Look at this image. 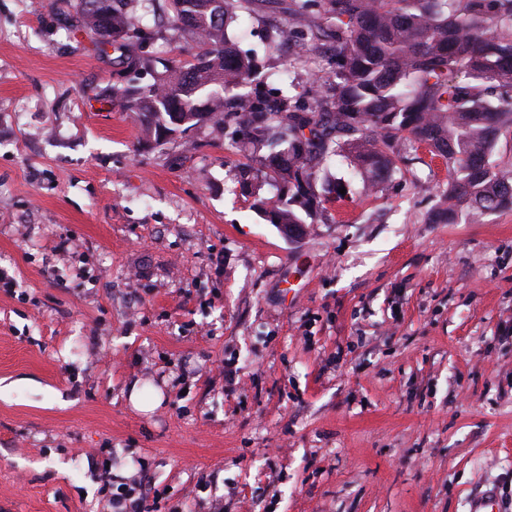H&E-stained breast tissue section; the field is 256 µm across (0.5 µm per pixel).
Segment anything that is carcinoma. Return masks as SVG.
Segmentation results:
<instances>
[{"mask_svg": "<svg viewBox=\"0 0 512 512\" xmlns=\"http://www.w3.org/2000/svg\"><path fill=\"white\" fill-rule=\"evenodd\" d=\"M158 0H52L63 19L101 51L122 52L124 68L149 72L112 87L134 113L146 143L163 145L207 125L231 128L260 153L265 176L250 164L237 178L275 225L306 223L322 204L320 166L349 159L363 185L389 175V152L406 136L448 169L437 220L473 221L512 207V173L490 163L499 133L512 128V0H279L288 22L267 33L286 42L288 65L305 68L313 51L331 49L328 76L292 93L263 87L256 55L227 29L251 14L254 0H163L169 40L198 52L156 70L140 46ZM179 112L185 124L172 121ZM276 187L263 195L264 184Z\"/></svg>", "mask_w": 512, "mask_h": 512, "instance_id": "1", "label": "carcinoma"}]
</instances>
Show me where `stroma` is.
Segmentation results:
<instances>
[{
	"instance_id": "obj_1",
	"label": "stroma",
	"mask_w": 512,
	"mask_h": 512,
	"mask_svg": "<svg viewBox=\"0 0 512 512\" xmlns=\"http://www.w3.org/2000/svg\"><path fill=\"white\" fill-rule=\"evenodd\" d=\"M282 20L229 33L324 77L266 52ZM117 57L0 0V512H512V210L430 223L448 173L402 140L288 240L227 133L144 143Z\"/></svg>"
}]
</instances>
